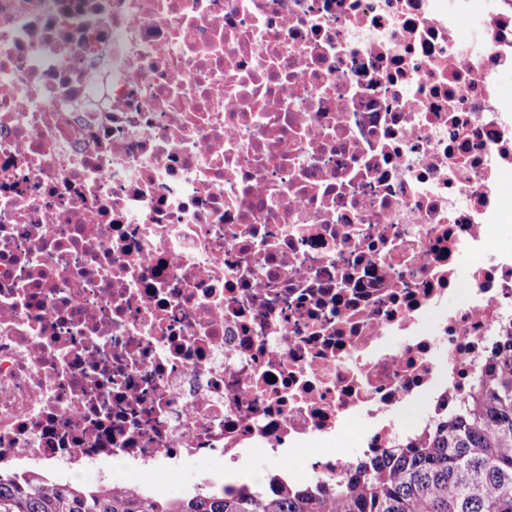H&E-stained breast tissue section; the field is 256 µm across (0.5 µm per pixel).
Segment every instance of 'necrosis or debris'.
I'll use <instances>...</instances> for the list:
<instances>
[{
  "label": "necrosis or debris",
  "mask_w": 512,
  "mask_h": 512,
  "mask_svg": "<svg viewBox=\"0 0 512 512\" xmlns=\"http://www.w3.org/2000/svg\"><path fill=\"white\" fill-rule=\"evenodd\" d=\"M508 65L505 0H0V466L423 434L512 328Z\"/></svg>",
  "instance_id": "obj_1"
}]
</instances>
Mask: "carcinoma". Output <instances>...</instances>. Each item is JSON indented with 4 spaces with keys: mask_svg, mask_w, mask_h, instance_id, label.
I'll return each instance as SVG.
<instances>
[{
    "mask_svg": "<svg viewBox=\"0 0 512 512\" xmlns=\"http://www.w3.org/2000/svg\"><path fill=\"white\" fill-rule=\"evenodd\" d=\"M0 512H512V330L457 410L422 437L363 457L330 491H206L155 498L134 489L0 472Z\"/></svg>",
    "mask_w": 512,
    "mask_h": 512,
    "instance_id": "1",
    "label": "carcinoma"
}]
</instances>
